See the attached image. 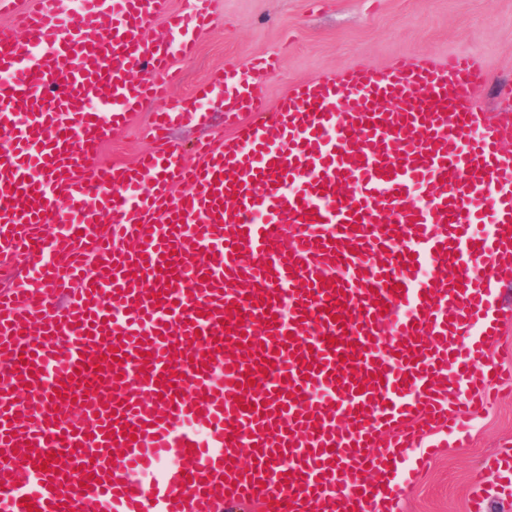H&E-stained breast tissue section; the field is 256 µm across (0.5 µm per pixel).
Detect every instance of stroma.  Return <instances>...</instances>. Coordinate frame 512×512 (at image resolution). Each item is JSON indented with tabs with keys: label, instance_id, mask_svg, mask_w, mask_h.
<instances>
[{
	"label": "stroma",
	"instance_id": "35a3bbf8",
	"mask_svg": "<svg viewBox=\"0 0 512 512\" xmlns=\"http://www.w3.org/2000/svg\"><path fill=\"white\" fill-rule=\"evenodd\" d=\"M277 53L281 66L264 87L268 107L295 85L324 75H342L355 61L381 71L403 56L441 59L479 57L488 81L477 102L498 111L512 98V0H215L214 17L198 38L194 56L176 59V95L190 96L223 67L226 59L247 66L253 57ZM206 119L174 127L170 140L187 161L201 140H223L224 107L212 99ZM150 108L133 113L124 131L103 147L101 160L132 162L151 145L145 130ZM512 448V390L473 422L466 448H449L434 460L421 482L405 495L400 512H465L475 490L488 497V512H512V496L497 492L484 471V456Z\"/></svg>",
	"mask_w": 512,
	"mask_h": 512
}]
</instances>
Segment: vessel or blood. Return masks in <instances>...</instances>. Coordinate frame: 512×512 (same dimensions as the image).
I'll list each match as a JSON object with an SVG mask.
<instances>
[{"mask_svg": "<svg viewBox=\"0 0 512 512\" xmlns=\"http://www.w3.org/2000/svg\"><path fill=\"white\" fill-rule=\"evenodd\" d=\"M191 2L0 0V260L29 267L0 291V512H400L512 384V105L451 55L270 111L278 57L229 60L194 95L229 134L190 166L166 132L203 118L167 95ZM152 101L155 149L100 162ZM485 465L512 489L511 448ZM501 312V326L503 336L495 349L500 357H511L512 364V288H506L503 296V307Z\"/></svg>", "mask_w": 512, "mask_h": 512, "instance_id": "vessel-or-blood-1", "label": "vessel or blood"}]
</instances>
